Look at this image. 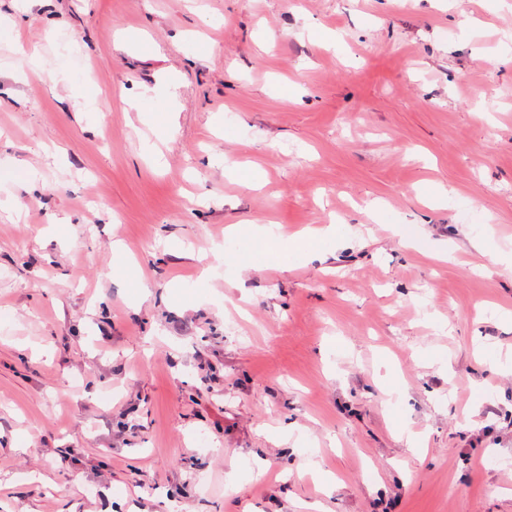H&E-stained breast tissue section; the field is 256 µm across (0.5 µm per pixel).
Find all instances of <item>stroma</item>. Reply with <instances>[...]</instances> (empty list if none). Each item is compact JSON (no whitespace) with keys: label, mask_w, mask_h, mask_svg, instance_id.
I'll return each mask as SVG.
<instances>
[{"label":"stroma","mask_w":512,"mask_h":512,"mask_svg":"<svg viewBox=\"0 0 512 512\" xmlns=\"http://www.w3.org/2000/svg\"><path fill=\"white\" fill-rule=\"evenodd\" d=\"M510 255L512 0H0V512H512Z\"/></svg>","instance_id":"35a3bbf8"}]
</instances>
